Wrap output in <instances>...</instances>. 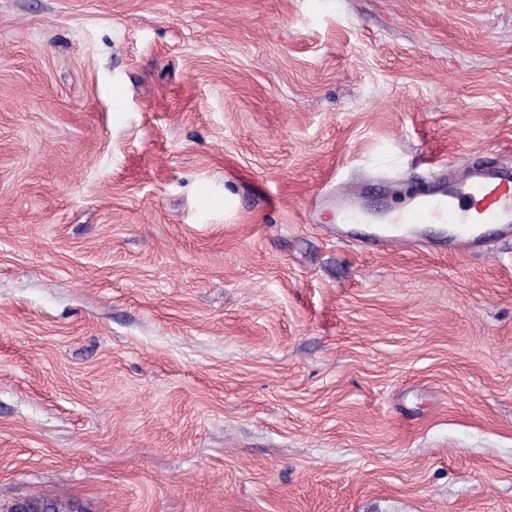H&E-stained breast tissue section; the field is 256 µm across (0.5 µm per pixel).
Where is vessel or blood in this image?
Instances as JSON below:
<instances>
[{
    "label": "vessel or blood",
    "mask_w": 512,
    "mask_h": 512,
    "mask_svg": "<svg viewBox=\"0 0 512 512\" xmlns=\"http://www.w3.org/2000/svg\"><path fill=\"white\" fill-rule=\"evenodd\" d=\"M331 208L341 224H372L375 232L367 244L376 251L422 246L415 230L423 224L447 226L446 247L476 252L486 245L489 227L512 233V171L467 165L449 174L447 183L423 184L397 214H374L364 209L356 190L322 194L312 212Z\"/></svg>",
    "instance_id": "vessel-or-blood-1"
}]
</instances>
